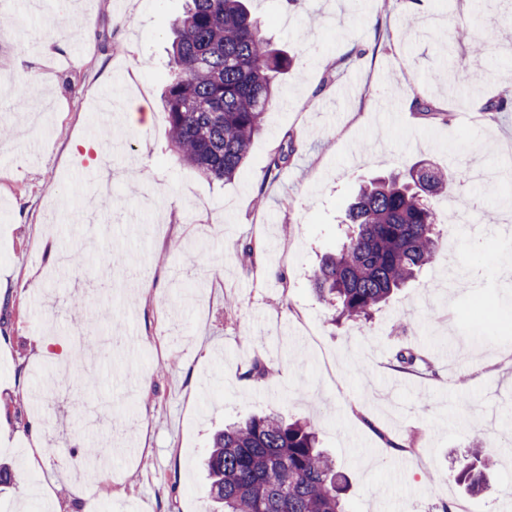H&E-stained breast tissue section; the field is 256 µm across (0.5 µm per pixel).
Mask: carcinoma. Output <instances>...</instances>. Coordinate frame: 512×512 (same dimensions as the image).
<instances>
[{"label": "carcinoma", "mask_w": 512, "mask_h": 512, "mask_svg": "<svg viewBox=\"0 0 512 512\" xmlns=\"http://www.w3.org/2000/svg\"><path fill=\"white\" fill-rule=\"evenodd\" d=\"M176 33L162 94L170 146L207 179L230 180L273 105L274 80L294 69L293 58L272 47L243 0H186ZM462 178L421 162L359 188L346 241L310 277L316 294L334 303L336 321L368 320L432 262L440 219L427 197ZM396 360L405 369L430 368L419 352L399 351ZM491 457L480 443L461 463L459 480L478 488ZM204 466V496L216 512H345L346 480L317 447L315 431L274 411L215 431Z\"/></svg>", "instance_id": "1"}]
</instances>
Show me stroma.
Here are the masks:
<instances>
[{"mask_svg":"<svg viewBox=\"0 0 512 512\" xmlns=\"http://www.w3.org/2000/svg\"><path fill=\"white\" fill-rule=\"evenodd\" d=\"M11 4L21 33L0 37V124L12 130L0 143V463L15 480L0 512H210L199 462L213 430L261 411L312 423L348 478L346 512L461 501L512 512V109H481L512 100V0H250L297 70L277 77L244 168L223 183L169 147L160 94L185 0ZM452 70L483 80L452 94ZM118 71L150 111L146 127L118 104L97 114ZM421 160L501 177L432 197L445 223L437 258L365 325L333 324L309 276L343 243L349 197ZM473 204L482 222L447 225ZM257 241L267 252L253 262L243 248ZM64 251L98 261L65 269ZM82 316L72 385L57 369ZM38 336L52 344L36 360ZM403 348L431 370L400 369ZM257 357L271 369L262 380L247 375ZM478 440L496 464L471 492L455 470ZM87 460L90 501L66 481ZM42 486L51 504L31 497Z\"/></svg>","mask_w":512,"mask_h":512,"instance_id":"stroma-1","label":"stroma"}]
</instances>
